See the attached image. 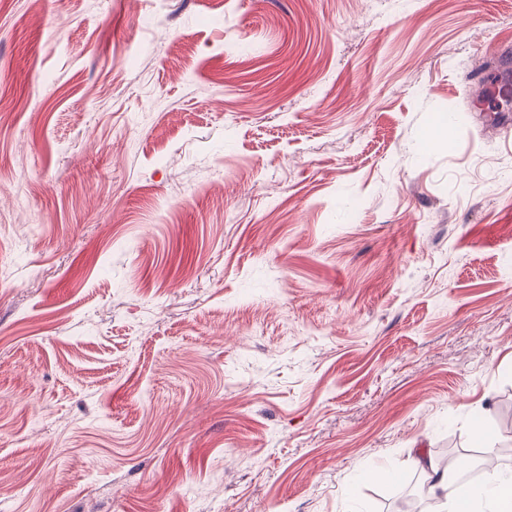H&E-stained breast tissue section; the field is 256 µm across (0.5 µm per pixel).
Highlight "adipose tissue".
<instances>
[{
    "label": "adipose tissue",
    "instance_id": "obj_1",
    "mask_svg": "<svg viewBox=\"0 0 512 512\" xmlns=\"http://www.w3.org/2000/svg\"><path fill=\"white\" fill-rule=\"evenodd\" d=\"M415 463L426 477L438 512H512V474L491 469L480 482L457 486L433 458L421 454Z\"/></svg>",
    "mask_w": 512,
    "mask_h": 512
}]
</instances>
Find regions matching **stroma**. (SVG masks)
<instances>
[{
  "mask_svg": "<svg viewBox=\"0 0 512 512\" xmlns=\"http://www.w3.org/2000/svg\"><path fill=\"white\" fill-rule=\"evenodd\" d=\"M503 61L512 0H0V512H388L512 440Z\"/></svg>",
  "mask_w": 512,
  "mask_h": 512,
  "instance_id": "1",
  "label": "stroma"
}]
</instances>
